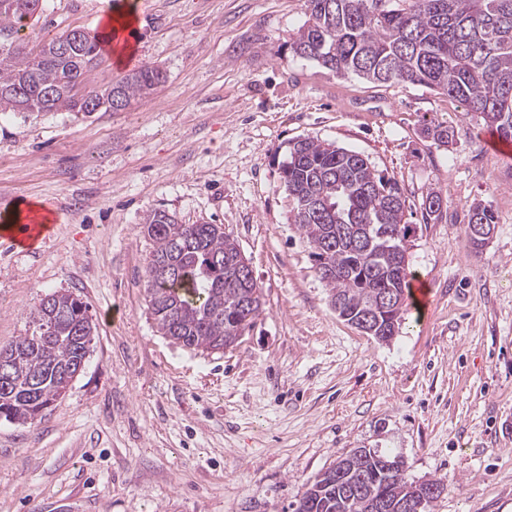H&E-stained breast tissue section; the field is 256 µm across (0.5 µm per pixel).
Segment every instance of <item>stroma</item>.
<instances>
[{"label":"stroma","instance_id":"35a3bbf8","mask_svg":"<svg viewBox=\"0 0 512 512\" xmlns=\"http://www.w3.org/2000/svg\"><path fill=\"white\" fill-rule=\"evenodd\" d=\"M133 10L139 65L162 70L120 112H0V212L56 215L24 251L0 239V343L33 330L45 295L79 297L97 327L80 374L42 418H0V512H293L355 448L447 480L431 512H512V157L479 118L419 85L338 77L296 56L304 0H41L27 48ZM452 127V143L426 127ZM311 137L394 177L430 290L389 342L330 305L281 182ZM439 192L447 210L424 222ZM497 224L473 249L472 202ZM220 224L249 261L261 314L237 346L171 343L148 306L156 210Z\"/></svg>","mask_w":512,"mask_h":512}]
</instances>
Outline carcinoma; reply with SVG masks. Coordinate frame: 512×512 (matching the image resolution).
<instances>
[{"label": "carcinoma", "mask_w": 512, "mask_h": 512, "mask_svg": "<svg viewBox=\"0 0 512 512\" xmlns=\"http://www.w3.org/2000/svg\"><path fill=\"white\" fill-rule=\"evenodd\" d=\"M24 0H0V40L18 34L29 18ZM306 21L291 44L293 52L328 72L354 75L373 84L423 85L458 102L499 138L512 141V0H305ZM103 37L69 30L38 46L31 55L9 47L0 53V111H115L146 95L164 78L157 67L141 66L119 80L90 88L86 97L70 93L85 80ZM40 87L52 97L29 93ZM282 182L294 201L291 223L311 249L316 270L340 272L325 281L330 296L344 301L350 322L374 310L381 321H402L408 300V268L393 265L407 252L411 225L396 179L379 172L361 153L314 138L289 147ZM425 218L443 215V198L432 192L423 202ZM495 229L491 206L468 209L465 233L484 246L472 225ZM145 226L154 242L147 267V298L159 332L191 351L219 352L239 329L235 315L243 301L261 311L257 280L235 278L232 261L241 254L222 224H180L164 210ZM392 288L401 297L394 310L378 303ZM33 331L0 344L9 363L0 370V417L18 424L42 419L39 411L65 394L78 364L86 361L95 324L81 299L48 294L29 313ZM389 453L363 449L357 468L336 477L332 466L307 484L295 512H386L410 494L415 481L393 473Z\"/></svg>", "instance_id": "obj_1"}]
</instances>
